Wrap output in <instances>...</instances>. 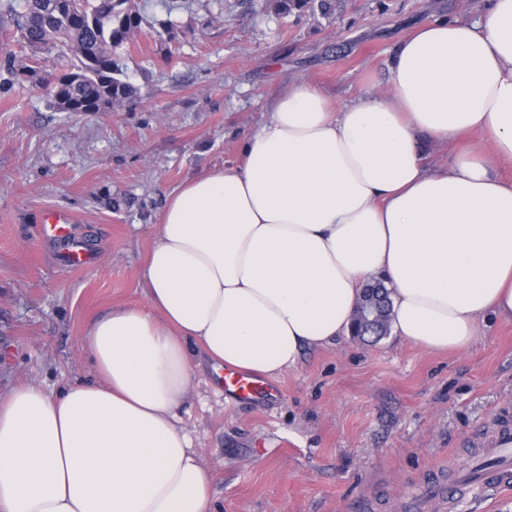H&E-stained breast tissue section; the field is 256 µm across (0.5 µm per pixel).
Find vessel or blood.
I'll use <instances>...</instances> for the list:
<instances>
[{"mask_svg": "<svg viewBox=\"0 0 512 512\" xmlns=\"http://www.w3.org/2000/svg\"><path fill=\"white\" fill-rule=\"evenodd\" d=\"M73 215L65 210L50 209L43 213L40 234L44 240L59 248L64 265L81 270L90 265L93 257L77 239ZM224 389L236 399L248 403H261L276 392L266 380L240 371L225 370ZM498 461L494 471L476 468L460 476V483L467 485H512V405L503 404L496 412L488 434L483 441Z\"/></svg>", "mask_w": 512, "mask_h": 512, "instance_id": "b4317fda", "label": "vessel or blood"}]
</instances>
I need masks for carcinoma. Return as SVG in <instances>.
<instances>
[{
  "label": "carcinoma",
  "mask_w": 512,
  "mask_h": 512,
  "mask_svg": "<svg viewBox=\"0 0 512 512\" xmlns=\"http://www.w3.org/2000/svg\"><path fill=\"white\" fill-rule=\"evenodd\" d=\"M264 7L282 15L317 9L328 16L333 11L332 0H265ZM8 17L19 46L8 53L17 83L37 75V57L46 48L58 49L67 59L58 90L50 91V106L59 112H112L134 100L139 88L125 72L122 53L146 27L160 40L176 39L171 21H148L142 0H110L106 7L99 0H14ZM364 298L376 303L368 329L387 333V289L379 283L365 289Z\"/></svg>",
  "instance_id": "carcinoma-1"
}]
</instances>
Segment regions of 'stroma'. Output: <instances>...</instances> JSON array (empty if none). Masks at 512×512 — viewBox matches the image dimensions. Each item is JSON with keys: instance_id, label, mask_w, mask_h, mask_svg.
I'll list each match as a JSON object with an SVG mask.
<instances>
[{"instance_id": "35a3bbf8", "label": "stroma", "mask_w": 512, "mask_h": 512, "mask_svg": "<svg viewBox=\"0 0 512 512\" xmlns=\"http://www.w3.org/2000/svg\"><path fill=\"white\" fill-rule=\"evenodd\" d=\"M490 0H336L331 17L282 16L259 0H188L179 37L144 35L128 60L141 97L116 112L53 111L47 87L14 82L0 53V393L49 394L95 379L91 322L146 303L152 226L171 192L238 162L291 80L336 104L387 91L397 44L437 19L486 15ZM47 209L73 214L94 254L73 271L38 233ZM279 398L246 404L200 362L181 424L213 471L215 512H400L402 495L470 465L512 402V321L479 322L464 351L393 335L304 351L274 379ZM453 512H512V488H452Z\"/></svg>"}]
</instances>
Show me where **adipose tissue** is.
<instances>
[{"instance_id":"ef3b65f1","label":"adipose tissue","mask_w":512,"mask_h":512,"mask_svg":"<svg viewBox=\"0 0 512 512\" xmlns=\"http://www.w3.org/2000/svg\"><path fill=\"white\" fill-rule=\"evenodd\" d=\"M453 147L427 165L422 138ZM512 0L406 36L389 89L334 106L294 80L242 161L182 185L153 226L146 306L85 336L96 380L0 394V512H211L213 474L179 424L200 349L275 379L349 335L367 281L395 335L468 348L512 320Z\"/></svg>"}]
</instances>
